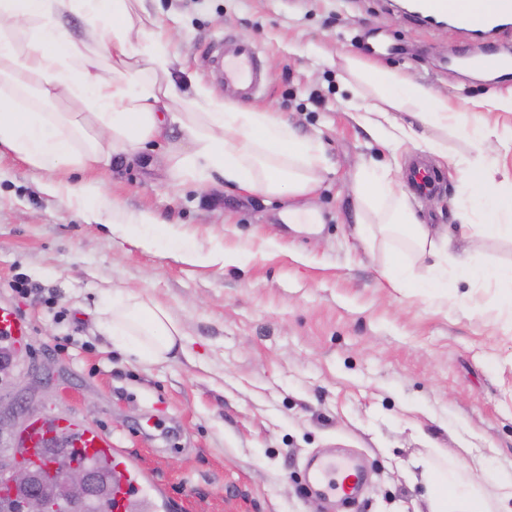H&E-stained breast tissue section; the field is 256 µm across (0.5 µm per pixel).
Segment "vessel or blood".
Returning <instances> with one entry per match:
<instances>
[{
	"mask_svg": "<svg viewBox=\"0 0 512 512\" xmlns=\"http://www.w3.org/2000/svg\"><path fill=\"white\" fill-rule=\"evenodd\" d=\"M415 12L427 24L448 20L460 33L485 42L486 50L466 55L468 67L512 76V56L499 55L491 49L493 40L512 31V0H485L479 8L466 10L459 0H416ZM224 87L242 103L252 101L266 86L268 79L260 65L254 45L226 40L224 43ZM0 336L8 338L15 351H24L30 338L29 323L7 308H0ZM65 440L73 456L83 464L105 461L112 466V498L109 512H130L135 499L151 490L143 473L129 457L113 446L112 436L96 425L65 416L50 420L31 413L16 437V461L22 467L45 470L49 467V446ZM319 494L356 498L362 488L361 471L351 460H322L309 473Z\"/></svg>",
	"mask_w": 512,
	"mask_h": 512,
	"instance_id": "b4317fda",
	"label": "vessel or blood"
}]
</instances>
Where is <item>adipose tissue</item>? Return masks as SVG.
<instances>
[{"mask_svg":"<svg viewBox=\"0 0 512 512\" xmlns=\"http://www.w3.org/2000/svg\"><path fill=\"white\" fill-rule=\"evenodd\" d=\"M66 12L83 18L88 43L60 28L57 19ZM170 45L146 0H0V147L36 170L67 166L90 172L103 161L138 155L174 125L189 145L169 157L181 177L270 197L313 195L324 168L320 145L298 136L276 113L234 107L176 80L178 57ZM345 67L371 85L383 104L411 115V123L387 127L372 120L371 109L357 98L346 102L361 124L395 148L414 141L420 124L468 128L483 144L494 134L484 113L512 112V95L451 102L359 56L346 57ZM64 95L84 104V111H53ZM463 175L485 217L481 224L462 223L463 234H512V198L493 192V168L478 163ZM393 181L388 167L357 175L359 199L386 204L365 241L375 246L402 237L415 260L426 263L428 287H439L448 242L419 222L409 196L393 192ZM97 321L118 349L141 363L164 362L185 345L181 324L148 296L113 297L98 309ZM420 464L429 512H512V479L498 482L490 501L453 470L433 468L426 458Z\"/></svg>","mask_w":512,"mask_h":512,"instance_id":"adipose-tissue-1","label":"adipose tissue"}]
</instances>
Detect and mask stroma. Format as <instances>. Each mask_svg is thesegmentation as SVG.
Here are the masks:
<instances>
[{
    "instance_id": "stroma-1",
    "label": "stroma",
    "mask_w": 512,
    "mask_h": 512,
    "mask_svg": "<svg viewBox=\"0 0 512 512\" xmlns=\"http://www.w3.org/2000/svg\"><path fill=\"white\" fill-rule=\"evenodd\" d=\"M398 0H151L173 36L171 49L193 81L224 97L214 56L225 37L254 45L268 76L252 105L281 114L296 133L321 143L331 169L315 207L317 224H287L288 206L220 184L174 180L179 149L171 129L129 160L70 181L89 198L128 214L149 213L159 247L146 251L47 191L54 170H35L0 153V306L23 316L31 339L20 380L0 382V404L65 415L111 433L161 487L174 512H419L415 462L429 448L478 489L512 476V311L496 285L449 280L446 297L418 286L391 288L382 249L362 241L358 220L378 209L356 198L359 167L391 166L407 190L412 161L438 176L411 200L435 232L472 204L459 168L487 156L494 188L512 195V112H492L496 134L476 146L459 129L423 128L416 141L386 148L343 102L351 78L343 57L362 53V35L397 42L381 58L449 100L512 93V80L472 77L452 60L472 44L450 27H431ZM439 139L448 155H431ZM191 244L238 256L242 267L196 266L169 255L164 221ZM470 252L485 266L512 265V238H454L449 257ZM25 279L31 292L16 291ZM147 295L183 325L186 352L140 364L97 329L94 311L112 293ZM357 456L367 481L349 503L305 492L309 459Z\"/></svg>"
}]
</instances>
